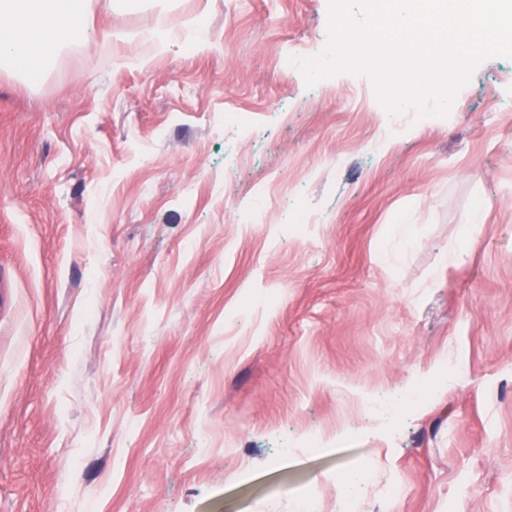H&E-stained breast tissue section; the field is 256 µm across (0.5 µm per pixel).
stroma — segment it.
Instances as JSON below:
<instances>
[{
    "label": "stroma",
    "mask_w": 512,
    "mask_h": 512,
    "mask_svg": "<svg viewBox=\"0 0 512 512\" xmlns=\"http://www.w3.org/2000/svg\"><path fill=\"white\" fill-rule=\"evenodd\" d=\"M329 4L128 0L0 71V512H512V59L394 115L290 64Z\"/></svg>",
    "instance_id": "35a3bbf8"
}]
</instances>
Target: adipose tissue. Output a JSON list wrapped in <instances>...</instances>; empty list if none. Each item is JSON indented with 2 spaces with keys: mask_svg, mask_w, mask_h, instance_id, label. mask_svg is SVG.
I'll return each mask as SVG.
<instances>
[{
  "mask_svg": "<svg viewBox=\"0 0 512 512\" xmlns=\"http://www.w3.org/2000/svg\"><path fill=\"white\" fill-rule=\"evenodd\" d=\"M101 0H0V63L34 72L71 41L78 16L94 18Z\"/></svg>",
  "mask_w": 512,
  "mask_h": 512,
  "instance_id": "1",
  "label": "adipose tissue"
}]
</instances>
